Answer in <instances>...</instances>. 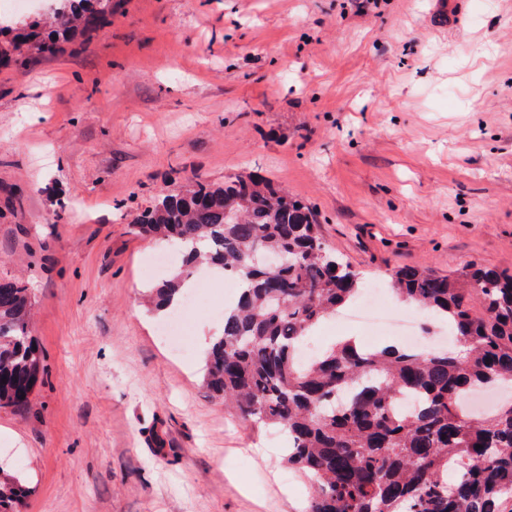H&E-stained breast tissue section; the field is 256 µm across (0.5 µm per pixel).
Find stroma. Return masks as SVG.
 Instances as JSON below:
<instances>
[{
    "label": "stroma",
    "mask_w": 512,
    "mask_h": 512,
    "mask_svg": "<svg viewBox=\"0 0 512 512\" xmlns=\"http://www.w3.org/2000/svg\"><path fill=\"white\" fill-rule=\"evenodd\" d=\"M112 0L104 31L0 67V277L44 375L0 407L23 512H303L285 435L201 388L198 315L158 335L165 244L129 219L198 174L257 171L384 287L404 265L512 272V0Z\"/></svg>",
    "instance_id": "35a3bbf8"
}]
</instances>
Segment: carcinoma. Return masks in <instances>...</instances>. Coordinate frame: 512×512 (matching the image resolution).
<instances>
[{
    "mask_svg": "<svg viewBox=\"0 0 512 512\" xmlns=\"http://www.w3.org/2000/svg\"><path fill=\"white\" fill-rule=\"evenodd\" d=\"M111 16L112 0H59L54 29L33 21L14 40L53 56ZM132 227L182 253L181 269L152 289L154 310L170 307L200 265L239 281L204 386L244 425L287 433V464L313 484L306 512H512V402L486 417L466 410L477 388L512 383V274L476 263L448 276L398 267V299L447 323L457 348L341 342L303 360L302 340L363 287L323 241L310 205L258 173L222 183L194 175L161 191ZM31 306L21 282L0 278L1 407L26 406L39 380ZM25 494L1 479L0 512H19Z\"/></svg>",
    "mask_w": 512,
    "mask_h": 512,
    "instance_id": "carcinoma-1",
    "label": "carcinoma"
}]
</instances>
